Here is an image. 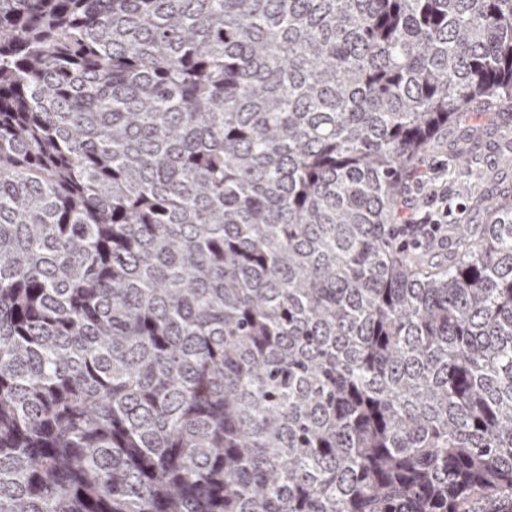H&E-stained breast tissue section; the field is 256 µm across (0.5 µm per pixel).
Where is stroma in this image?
<instances>
[{"mask_svg": "<svg viewBox=\"0 0 512 512\" xmlns=\"http://www.w3.org/2000/svg\"><path fill=\"white\" fill-rule=\"evenodd\" d=\"M454 138L465 149L464 161L454 160L447 144L427 147L403 174L402 193L414 200L421 213L433 199L446 198L449 223L479 224L484 219L475 207L480 195L512 198V167L501 165L503 155L512 154V114L505 115L501 126L487 128L479 136L468 137L459 128Z\"/></svg>", "mask_w": 512, "mask_h": 512, "instance_id": "obj_1", "label": "stroma"}]
</instances>
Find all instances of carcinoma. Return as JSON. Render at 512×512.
<instances>
[{"mask_svg": "<svg viewBox=\"0 0 512 512\" xmlns=\"http://www.w3.org/2000/svg\"><path fill=\"white\" fill-rule=\"evenodd\" d=\"M512 102V0H0V512H512V203L402 172Z\"/></svg>", "mask_w": 512, "mask_h": 512, "instance_id": "1", "label": "carcinoma"}]
</instances>
